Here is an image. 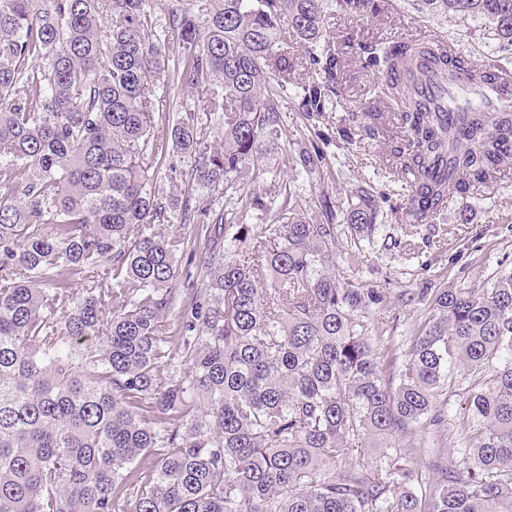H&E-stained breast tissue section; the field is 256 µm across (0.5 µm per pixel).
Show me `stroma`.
<instances>
[{
  "label": "stroma",
  "instance_id": "stroma-1",
  "mask_svg": "<svg viewBox=\"0 0 512 512\" xmlns=\"http://www.w3.org/2000/svg\"><path fill=\"white\" fill-rule=\"evenodd\" d=\"M378 4L377 11L349 14L337 0H326L325 39L345 65L340 73V93L315 126H308L300 100L302 86L312 79L311 71L302 66L305 50L293 42L285 45L295 68L282 102L281 120L290 142L314 141L326 155L330 176L313 185L312 195L326 193L342 207L353 187L373 189L382 231L363 240L360 247L340 245L327 257L325 266L337 277L371 281L383 288L387 299L377 317L392 327L395 335L406 336L429 308L424 301L402 303L398 294L416 296L422 289L443 285L480 288L499 273L512 270V157L506 158L500 181L489 186L470 184L430 225L410 232L399 210L411 188L400 174L389 172L387 140L361 133L347 141L339 135L355 112L380 113L387 129L396 126L393 106L378 92L381 73L362 68L355 50L358 44L388 40L401 33H427L458 42L467 56L512 68V45L481 17L427 15L417 11L413 0H378ZM156 95V118L162 123H177L197 108L196 92L172 82L159 86ZM157 176L167 194L204 203L187 155L167 151Z\"/></svg>",
  "mask_w": 512,
  "mask_h": 512
}]
</instances>
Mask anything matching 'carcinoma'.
<instances>
[{"label":"carcinoma","mask_w":512,"mask_h":512,"mask_svg":"<svg viewBox=\"0 0 512 512\" xmlns=\"http://www.w3.org/2000/svg\"><path fill=\"white\" fill-rule=\"evenodd\" d=\"M324 2L175 4L185 56L171 68L148 0H0V188L18 195L0 203V512H512V271L435 289L414 336H386L383 290L321 268L372 235L373 193L338 210L322 192L309 216L300 182L326 158L306 147L265 196L242 186L283 140L280 43L320 44ZM415 2L483 17L512 44V0ZM425 49L371 41L359 61L409 75ZM308 61L322 77L302 108L320 113L342 60L327 44ZM169 70L205 120L155 121ZM384 95L404 105L387 165L431 208L404 223L501 179L512 112L468 113L460 144L409 83ZM169 144L222 202L206 222L158 183ZM439 161L451 176L434 182ZM201 239L223 245L199 255ZM184 258L202 272L187 301L173 288ZM457 394L464 446L427 451Z\"/></svg>","instance_id":"1"}]
</instances>
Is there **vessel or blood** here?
Masks as SVG:
<instances>
[{
	"mask_svg": "<svg viewBox=\"0 0 512 512\" xmlns=\"http://www.w3.org/2000/svg\"><path fill=\"white\" fill-rule=\"evenodd\" d=\"M429 53L419 58L417 70L420 78L416 84L417 96L441 112L446 125L454 128L458 140L466 138L463 117L471 109L481 112H512V72L493 70L480 85H473L471 74L457 67L452 83H445L436 69L439 59L455 62L463 55L457 43L430 37Z\"/></svg>",
	"mask_w": 512,
	"mask_h": 512,
	"instance_id": "b4317fda",
	"label": "vessel or blood"
}]
</instances>
